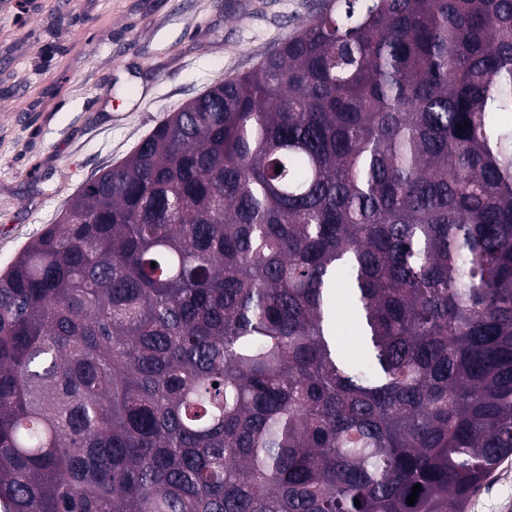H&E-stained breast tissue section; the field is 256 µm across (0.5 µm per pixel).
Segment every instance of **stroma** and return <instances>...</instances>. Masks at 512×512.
<instances>
[{"instance_id":"stroma-1","label":"stroma","mask_w":512,"mask_h":512,"mask_svg":"<svg viewBox=\"0 0 512 512\" xmlns=\"http://www.w3.org/2000/svg\"><path fill=\"white\" fill-rule=\"evenodd\" d=\"M321 0H0V273L91 177ZM466 512H512V457Z\"/></svg>"}]
</instances>
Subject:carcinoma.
<instances>
[{
	"mask_svg": "<svg viewBox=\"0 0 512 512\" xmlns=\"http://www.w3.org/2000/svg\"><path fill=\"white\" fill-rule=\"evenodd\" d=\"M505 114L512 0H323L163 120L0 274V512H465L512 455Z\"/></svg>",
	"mask_w": 512,
	"mask_h": 512,
	"instance_id": "obj_1",
	"label": "carcinoma"
}]
</instances>
